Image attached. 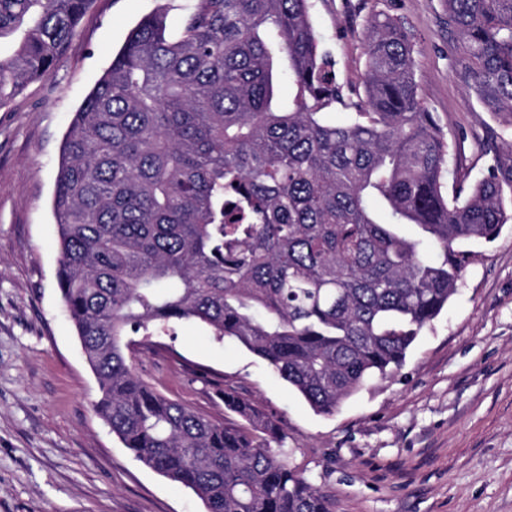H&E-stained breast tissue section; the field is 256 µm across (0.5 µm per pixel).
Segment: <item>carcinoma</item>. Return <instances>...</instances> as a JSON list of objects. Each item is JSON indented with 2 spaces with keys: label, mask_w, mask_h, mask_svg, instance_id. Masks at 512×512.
Returning a JSON list of instances; mask_svg holds the SVG:
<instances>
[{
  "label": "carcinoma",
  "mask_w": 512,
  "mask_h": 512,
  "mask_svg": "<svg viewBox=\"0 0 512 512\" xmlns=\"http://www.w3.org/2000/svg\"><path fill=\"white\" fill-rule=\"evenodd\" d=\"M92 0H0V106L51 69ZM472 87L512 132V0H446ZM311 0H195L148 15L75 112L55 179L57 284L99 396L137 460L206 512H333L282 426L231 388L220 422L143 381L127 350L197 322L265 360L319 415L402 368L471 256L508 222L499 160L446 190L451 142L414 46L367 20L364 107L345 103ZM291 82L279 96L282 78ZM414 227L413 233L405 227Z\"/></svg>",
  "instance_id": "1"
}]
</instances>
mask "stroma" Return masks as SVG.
<instances>
[{
	"label": "stroma",
	"mask_w": 512,
	"mask_h": 512,
	"mask_svg": "<svg viewBox=\"0 0 512 512\" xmlns=\"http://www.w3.org/2000/svg\"><path fill=\"white\" fill-rule=\"evenodd\" d=\"M193 0H93L54 68L0 108V512H205L190 489L139 462L93 410L97 384L57 285L51 202L74 112L144 16L178 29ZM386 13L414 46L424 107L457 143L464 184L512 137L470 88L445 0H312L346 102L364 97L367 20ZM164 396L224 420L231 388L283 426L291 466L335 512H512V224L474 245L459 292L402 369L331 416L315 414L261 358L179 322L132 355Z\"/></svg>",
	"instance_id": "1"
}]
</instances>
